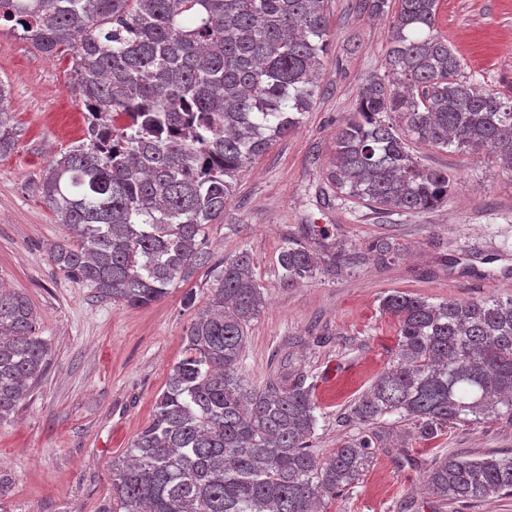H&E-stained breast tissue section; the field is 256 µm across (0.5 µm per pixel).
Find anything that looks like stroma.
Masks as SVG:
<instances>
[{
  "label": "stroma",
  "mask_w": 512,
  "mask_h": 512,
  "mask_svg": "<svg viewBox=\"0 0 512 512\" xmlns=\"http://www.w3.org/2000/svg\"><path fill=\"white\" fill-rule=\"evenodd\" d=\"M329 26L321 88L299 129L273 142L240 173L224 221L211 225L215 257L248 251L266 304L247 330L240 372L262 386L288 338H303L294 354L305 366L319 421L313 446L328 456L356 435L341 417L396 357L397 330L380 300L396 289L437 302L512 295V171L490 151L410 149L427 167L447 170V203L419 213L383 214L345 199L322 178L336 131L357 106L361 83L384 71L390 17L359 13L357 0H326ZM437 27L482 88L512 97V0H440ZM68 58L35 52L0 24V80L11 93L16 146L0 156V284L24 293L52 347L48 374L15 413L0 422V473L10 492L0 512H101L111 497L110 464L151 418L169 369L182 356L193 317L181 299L196 274L161 301L131 308L98 301L91 288L63 276L48 243L65 230L38 197L34 183L48 162L83 138L85 108L71 91ZM325 232L342 247L367 250L393 238V264L369 262L330 279L317 276L282 287L277 259L286 241L309 243ZM414 464L400 463L382 442L354 488L326 499L323 512H512V496L440 505L422 485L436 458L512 455V419L461 423L412 444Z\"/></svg>",
  "instance_id": "35a3bbf8"
}]
</instances>
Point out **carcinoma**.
Here are the masks:
<instances>
[{
    "instance_id": "cac0c4a2",
    "label": "carcinoma",
    "mask_w": 512,
    "mask_h": 512,
    "mask_svg": "<svg viewBox=\"0 0 512 512\" xmlns=\"http://www.w3.org/2000/svg\"><path fill=\"white\" fill-rule=\"evenodd\" d=\"M439 0H398L384 73L358 91L336 133L329 185L372 207L418 213L448 199V173L423 167L411 137L434 148H486L512 170V98L479 88L437 30ZM388 0H359L379 16ZM38 53L71 59L87 111L84 138L37 183L69 231L48 248L67 279L129 307H147L207 270L182 357L151 420L112 460L107 512H318L362 480L374 458L364 433L325 459L308 375L285 366L262 387L240 374L246 331L265 305L251 255L213 259L208 225L224 218L236 177L302 123L319 88L325 0H0V21ZM10 92L0 82V155L15 149ZM370 252L392 262L387 238ZM356 252L286 243L281 284L336 276ZM396 363L350 405L362 426L387 415L431 441L464 422L512 417V296L439 302L393 290ZM51 347L28 298L0 288V421L45 377ZM439 501L512 495V456L446 455L424 471Z\"/></svg>"
}]
</instances>
